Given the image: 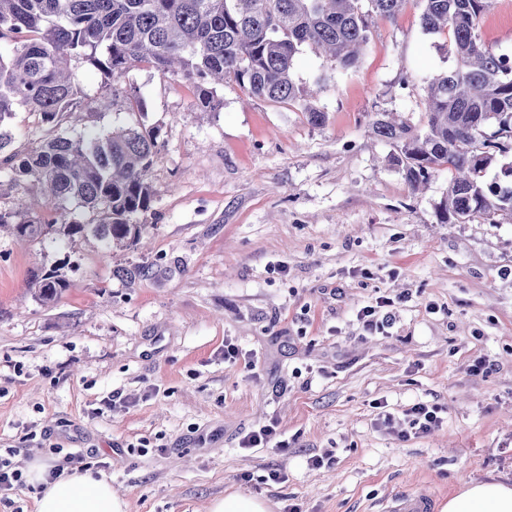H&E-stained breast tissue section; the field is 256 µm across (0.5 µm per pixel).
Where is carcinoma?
Wrapping results in <instances>:
<instances>
[{"label": "carcinoma", "mask_w": 512, "mask_h": 512, "mask_svg": "<svg viewBox=\"0 0 512 512\" xmlns=\"http://www.w3.org/2000/svg\"><path fill=\"white\" fill-rule=\"evenodd\" d=\"M407 0H0V188L17 192L0 208V229L30 243L57 233L91 234L114 245L136 242L154 195L148 179L160 149L158 128L141 120L137 99L112 128L92 134L70 127L85 107L81 73L95 69L110 94L131 68L187 80L195 105L217 108L215 86L228 81L248 94L298 103L308 123L327 113L316 91L297 84L295 63L307 46L334 70L356 68L375 19L393 18ZM422 27L447 37L452 64L422 79L425 121L413 126L377 112L374 133L390 143V162L412 191L442 170L448 186L437 207L441 224L512 217V56L485 44L478 29L495 0H420ZM34 117L39 145L13 131L16 113ZM47 197L54 218L28 215L25 196ZM88 219L72 217L71 205ZM69 282L56 271L35 274L28 291L56 304Z\"/></svg>", "instance_id": "obj_1"}]
</instances>
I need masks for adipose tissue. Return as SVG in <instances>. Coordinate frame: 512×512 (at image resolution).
<instances>
[{
	"label": "adipose tissue",
	"instance_id": "obj_1",
	"mask_svg": "<svg viewBox=\"0 0 512 512\" xmlns=\"http://www.w3.org/2000/svg\"><path fill=\"white\" fill-rule=\"evenodd\" d=\"M32 482L42 485L37 512H127L126 502L111 483L92 472H74L52 484H45L43 469L33 465ZM441 512H512V483L500 480L466 484L450 497Z\"/></svg>",
	"mask_w": 512,
	"mask_h": 512
}]
</instances>
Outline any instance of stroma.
Returning <instances> with one entry per match:
<instances>
[{
    "label": "stroma",
    "instance_id": "obj_1",
    "mask_svg": "<svg viewBox=\"0 0 512 512\" xmlns=\"http://www.w3.org/2000/svg\"><path fill=\"white\" fill-rule=\"evenodd\" d=\"M421 14L408 0L376 22L359 66L316 97L322 126L233 83L203 112L188 83L133 68L161 143L140 241L0 235V448L16 466L95 451L128 512H207L231 492L272 512H382L398 492L440 504L512 480V218L439 223L447 172L412 193L371 132L382 110L420 125L421 78L451 63ZM479 34L512 55V0ZM82 80L85 124L111 127L124 98ZM52 268L70 287L46 307L26 287ZM386 297L389 323L366 330L359 311ZM480 358L489 371L472 373ZM380 402L397 427L419 402L442 423L401 440ZM270 419L287 449L239 448Z\"/></svg>",
    "mask_w": 512,
    "mask_h": 512
}]
</instances>
